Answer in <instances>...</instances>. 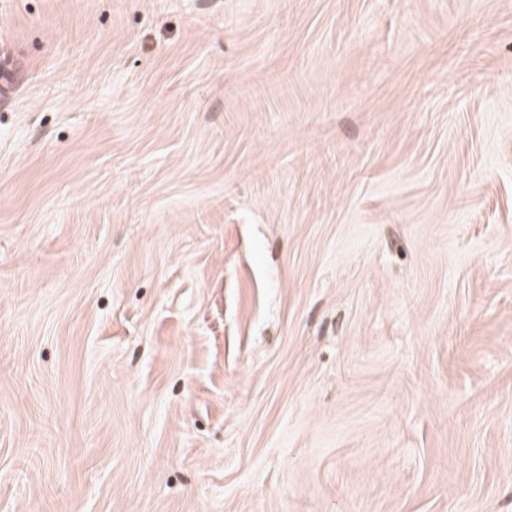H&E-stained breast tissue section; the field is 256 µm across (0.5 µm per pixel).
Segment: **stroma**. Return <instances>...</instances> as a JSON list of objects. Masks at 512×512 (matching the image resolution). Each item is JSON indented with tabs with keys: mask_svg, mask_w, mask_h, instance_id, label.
I'll use <instances>...</instances> for the list:
<instances>
[{
	"mask_svg": "<svg viewBox=\"0 0 512 512\" xmlns=\"http://www.w3.org/2000/svg\"><path fill=\"white\" fill-rule=\"evenodd\" d=\"M0 512H512V0H0Z\"/></svg>",
	"mask_w": 512,
	"mask_h": 512,
	"instance_id": "1",
	"label": "stroma"
}]
</instances>
